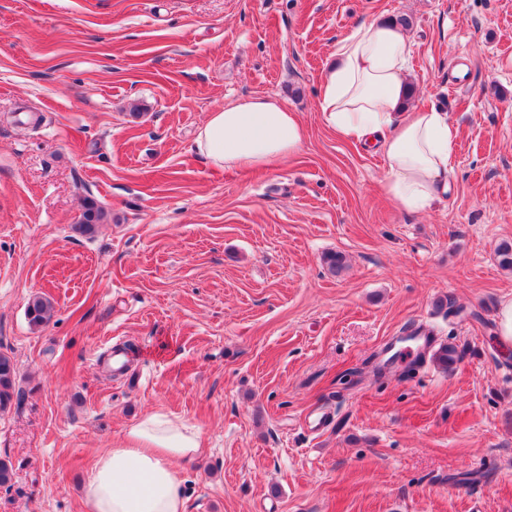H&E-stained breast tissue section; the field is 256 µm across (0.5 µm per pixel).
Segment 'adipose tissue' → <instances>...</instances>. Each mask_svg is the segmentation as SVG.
Wrapping results in <instances>:
<instances>
[{
  "label": "adipose tissue",
  "mask_w": 512,
  "mask_h": 512,
  "mask_svg": "<svg viewBox=\"0 0 512 512\" xmlns=\"http://www.w3.org/2000/svg\"><path fill=\"white\" fill-rule=\"evenodd\" d=\"M412 41L375 20L342 38L324 73L318 110L340 138L380 153L383 193L400 209L422 212L448 191L459 129L447 113L408 106ZM306 132L282 102L251 97L211 110L195 149L224 172L266 168L297 153ZM199 430L152 410L102 450L83 486L87 512H186L177 463L196 458Z\"/></svg>",
  "instance_id": "1"
}]
</instances>
